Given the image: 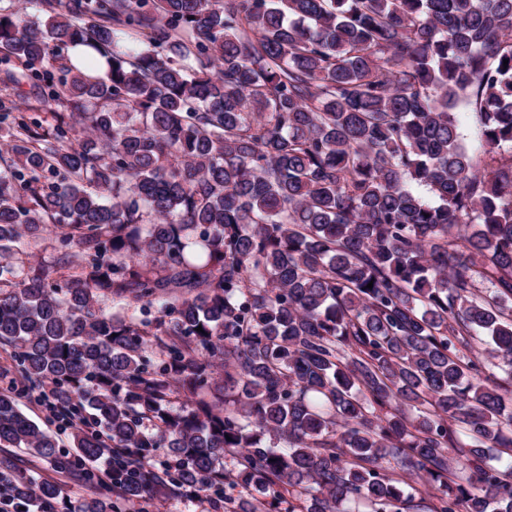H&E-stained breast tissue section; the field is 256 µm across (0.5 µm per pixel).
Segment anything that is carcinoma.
Returning a JSON list of instances; mask_svg holds the SVG:
<instances>
[{
    "instance_id": "1",
    "label": "carcinoma",
    "mask_w": 512,
    "mask_h": 512,
    "mask_svg": "<svg viewBox=\"0 0 512 512\" xmlns=\"http://www.w3.org/2000/svg\"><path fill=\"white\" fill-rule=\"evenodd\" d=\"M0 52L49 115L0 113V344L72 429L1 389V447L124 448V501L162 453L224 512H512V411L459 349L512 380V0H25ZM453 113L459 126V133L462 144L467 149L472 150L476 145V118L474 114H472L463 103H459L454 109ZM17 401L27 418L37 423L40 427L58 434L61 444L64 446L70 445L72 430L69 428L64 430L61 423L50 416L46 406L43 402L39 401L36 394H32L31 391H29L28 395L20 392L19 396H17Z\"/></svg>"
}]
</instances>
